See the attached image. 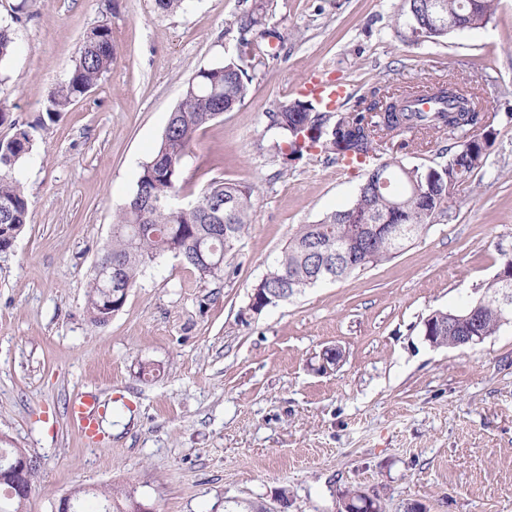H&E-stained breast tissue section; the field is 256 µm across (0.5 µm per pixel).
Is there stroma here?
<instances>
[{"label":"stroma","mask_w":512,"mask_h":512,"mask_svg":"<svg viewBox=\"0 0 512 512\" xmlns=\"http://www.w3.org/2000/svg\"><path fill=\"white\" fill-rule=\"evenodd\" d=\"M0 0L17 49L0 66V139L24 127L32 153L14 175L27 223L0 252V437L37 460L27 512L75 488L119 484L155 512H224L228 502L339 512L360 490L386 512H512V323L471 348L431 347L432 312L482 298L512 255V0L486 26L419 44L397 35L399 0ZM262 3L285 38L245 52L236 22ZM114 59L57 120L48 100L94 27ZM242 58L245 102L199 131L179 183L254 188L248 233L203 282L177 258L147 267L103 326L87 283L112 241V215L136 187L196 70ZM452 74L498 111L486 164L447 220L395 258L307 289L261 313L249 296L298 225L346 207L362 169L277 153L266 115L315 76L350 89L427 85ZM340 348L335 370H318ZM159 371L147 378L141 361ZM121 396L101 439L68 418L72 398Z\"/></svg>","instance_id":"35a3bbf8"}]
</instances>
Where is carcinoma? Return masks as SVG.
I'll return each instance as SVG.
<instances>
[{
  "mask_svg": "<svg viewBox=\"0 0 512 512\" xmlns=\"http://www.w3.org/2000/svg\"><path fill=\"white\" fill-rule=\"evenodd\" d=\"M494 10V0H401L398 22L404 38L419 42L426 36L440 42L450 35L448 23L476 29L486 25ZM239 44L244 47L283 42L275 29L264 27L263 16L254 10L238 22ZM16 41L11 26L0 24V65L14 54ZM112 32L98 26L87 33L79 58L70 76L52 94L47 118L55 120L76 98L96 87L112 68ZM251 78L241 59H227L214 67L198 70L187 82L181 100L172 110L158 147L142 163L133 194L115 213L112 244L103 253L121 266L124 288L136 286L143 269L158 258L178 253V259L205 282L222 269H213L199 256V247L212 248L218 255L232 252L248 233L254 208L250 186L213 179L192 201L194 209L183 216L174 214L170 201L181 192L179 172L197 132L219 114L244 103ZM439 104L432 112L418 109L420 98ZM266 129L277 136L276 146H285L292 159L317 151L338 164H360L365 173L375 172L374 184L363 177L349 205L325 214L313 224H301L288 244L268 266L258 282L256 302L247 309L277 305L313 288L327 278L323 264L324 247L341 242L353 249L352 257L335 262V277L344 278L394 257L395 243L378 232L363 240L364 227L373 224L406 225L418 238L432 225L448 217V202L456 197L486 161L487 141L493 135L490 106L473 88H466L448 75L430 86L406 85L394 91L377 88L360 96L347 110H329L310 100L295 99L281 104L267 115ZM338 124L340 140L308 137L305 130ZM483 138L461 139V134L478 127ZM454 140L448 158L434 166L407 165L402 156L423 147L426 140L442 136ZM34 146L29 130L18 128L0 139V250L5 252L17 237L28 215V200L15 167L27 158ZM222 198L235 206L224 211V223L211 224L208 212L214 200ZM485 297L476 329L490 336L512 321L497 299L498 278L485 284ZM125 294L108 288L98 276L88 284L87 312L96 325L108 322L105 307L109 300L121 302ZM107 502L104 512H125L131 492L109 486L96 493ZM26 501L0 492V512H25Z\"/></svg>",
  "mask_w": 512,
  "mask_h": 512,
  "instance_id": "obj_1",
  "label": "carcinoma"
}]
</instances>
